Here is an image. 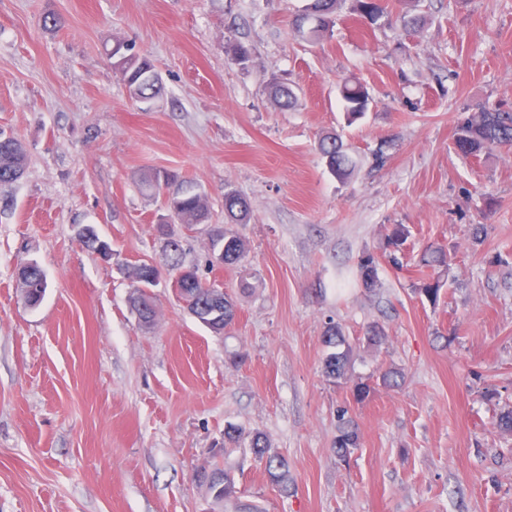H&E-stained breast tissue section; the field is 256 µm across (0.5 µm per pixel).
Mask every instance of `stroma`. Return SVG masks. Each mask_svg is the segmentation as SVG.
<instances>
[{"label":"stroma","mask_w":512,"mask_h":512,"mask_svg":"<svg viewBox=\"0 0 512 512\" xmlns=\"http://www.w3.org/2000/svg\"><path fill=\"white\" fill-rule=\"evenodd\" d=\"M304 3L0 0V131L28 153L0 186V512H224L197 478L215 462L265 512H512V434L498 427L512 409V148L465 158L453 145L480 105L512 112V0H422L411 33L344 8L317 43L291 25ZM50 13L58 31L42 26ZM119 40L154 62L150 102L113 68ZM229 41L250 49L246 64ZM273 78L299 88L294 108L271 107ZM346 80L371 97L353 124ZM329 133L356 161L343 182L316 150ZM156 170L207 198V223L176 230L237 305L224 334L191 318L166 276L152 329L131 309L130 268L166 264L164 196L140 184ZM228 188L251 207L234 227L249 252L213 268L208 227ZM87 224L111 260L82 244ZM397 224L414 249L451 252L438 304L416 293L412 264L380 259L377 292L360 287L359 255ZM29 261L48 279L34 309L16 279ZM331 320L354 346L353 381L370 386L362 402L322 374ZM373 324L378 346L363 339ZM389 369L400 386L380 384ZM343 406L359 425L344 460ZM229 424L287 456L295 493L225 453ZM337 431L334 441L336 456L344 460L359 445V428L349 410L341 408L337 411Z\"/></svg>","instance_id":"35a3bbf8"}]
</instances>
